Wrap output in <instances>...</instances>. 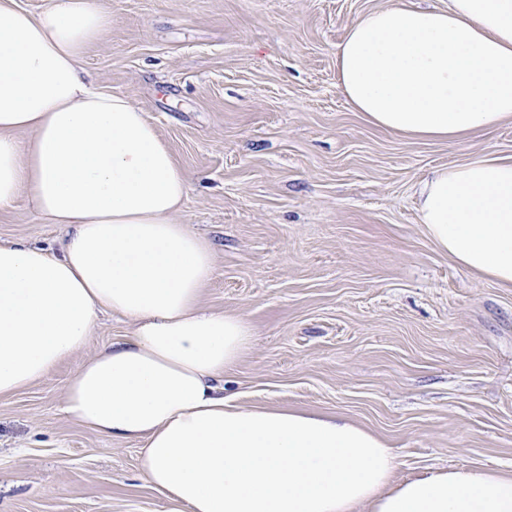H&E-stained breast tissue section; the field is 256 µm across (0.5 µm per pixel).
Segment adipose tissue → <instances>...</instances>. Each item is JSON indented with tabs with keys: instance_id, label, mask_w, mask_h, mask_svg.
<instances>
[{
	"instance_id": "1",
	"label": "adipose tissue",
	"mask_w": 512,
	"mask_h": 512,
	"mask_svg": "<svg viewBox=\"0 0 512 512\" xmlns=\"http://www.w3.org/2000/svg\"><path fill=\"white\" fill-rule=\"evenodd\" d=\"M112 29L103 0H0V210L28 197L60 251L0 245V396L79 363L63 410L142 444L169 512H512V473L436 467L397 479L380 436L337 414L245 407L224 374L251 324L202 308L210 244L175 219L189 185L157 128L81 67ZM339 87L383 130L456 142L512 119V0H390L336 49ZM27 133L20 143L18 133ZM430 239L512 286V159L432 170L418 184ZM133 330L79 359L102 315Z\"/></svg>"
}]
</instances>
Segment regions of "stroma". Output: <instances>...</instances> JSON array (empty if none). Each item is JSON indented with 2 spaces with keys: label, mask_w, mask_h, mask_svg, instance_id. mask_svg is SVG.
<instances>
[{
  "label": "stroma",
  "mask_w": 512,
  "mask_h": 512,
  "mask_svg": "<svg viewBox=\"0 0 512 512\" xmlns=\"http://www.w3.org/2000/svg\"><path fill=\"white\" fill-rule=\"evenodd\" d=\"M104 2L112 30L82 65L145 112L189 183L176 220L216 268L202 306L254 329L225 390L342 414L388 442L401 478L512 471V286L440 250L416 195L433 168L512 157V120L448 144L353 111L336 47L388 0ZM63 236L27 197L0 211V245ZM77 364L0 396V512H168L139 443L63 413Z\"/></svg>",
  "instance_id": "35a3bbf8"
}]
</instances>
